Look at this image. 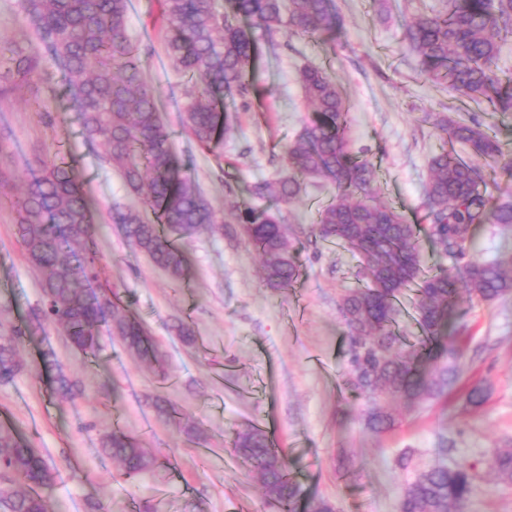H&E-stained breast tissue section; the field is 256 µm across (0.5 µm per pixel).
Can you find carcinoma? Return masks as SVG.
Returning a JSON list of instances; mask_svg holds the SVG:
<instances>
[{
  "label": "carcinoma",
  "mask_w": 512,
  "mask_h": 512,
  "mask_svg": "<svg viewBox=\"0 0 512 512\" xmlns=\"http://www.w3.org/2000/svg\"><path fill=\"white\" fill-rule=\"evenodd\" d=\"M20 6L62 72L83 139L120 172L136 199L113 206L109 220L121 225L125 238L170 279L190 281L192 268L180 240L202 228H219L224 219L171 150V133L145 79L140 46L128 35L129 0H20ZM164 16L167 56L177 70L197 80L184 108L186 124L206 147L223 140L224 99L245 103L256 91L263 52L253 30H262L271 44L283 30L314 37L341 27L333 0H229L226 11L218 0H164ZM405 28L421 76L512 115V80H503L494 69L502 44L512 36V0H448L444 10L419 14ZM0 59L7 64L0 74V98L41 65L39 56L17 47L0 46ZM298 81L314 116L288 146L291 173L255 182L249 193L258 201L290 203L300 193L301 175L319 177L336 189L319 210L313 232L358 258L362 284L338 302L349 338L347 383L368 399L365 427L380 433L396 422L387 403L399 401L411 409L440 399L462 373L465 353L447 335L461 292L482 302L512 292V258L481 261L472 255L474 226L512 227V203L492 202L476 161L511 173L512 157L480 125L440 119L442 146L430 160L424 188L428 223L409 224L394 207L371 196L374 167L348 149L349 106L336 85L317 67L301 70ZM235 217L262 258L266 284L290 287L299 268L281 217L254 208ZM102 228L75 161L57 156L42 162L25 184L16 224L28 261L43 276L41 305L30 321L0 335L1 384L13 381L20 369L16 346L46 325L61 329L87 356L98 353L104 330L139 361L161 362L157 344L122 297L90 288L103 259L94 243ZM422 232L448 256L451 268L422 270ZM76 247L83 258L73 266ZM407 290L416 295L418 345L406 343L398 328L400 297ZM43 364L57 371L61 397L78 391L77 382L59 371L53 353L44 354ZM233 445L278 512H296L301 488L266 432L248 426L235 434ZM102 448L132 480L157 465L120 428L103 436ZM489 465L512 482V448L494 453ZM0 472L20 486L0 488V503L8 512H49L42 490L54 476L44 458L7 424H0ZM475 491L467 465L431 466L405 484L399 512H464Z\"/></svg>",
  "instance_id": "1"
}]
</instances>
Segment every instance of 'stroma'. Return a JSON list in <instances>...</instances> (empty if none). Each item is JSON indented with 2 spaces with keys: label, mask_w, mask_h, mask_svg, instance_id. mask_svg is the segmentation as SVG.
Masks as SVG:
<instances>
[{
  "label": "stroma",
  "mask_w": 512,
  "mask_h": 512,
  "mask_svg": "<svg viewBox=\"0 0 512 512\" xmlns=\"http://www.w3.org/2000/svg\"><path fill=\"white\" fill-rule=\"evenodd\" d=\"M333 2L343 21L333 51L278 34L264 50L249 108L227 103L224 140L206 148L182 124L194 82L164 54L162 0H131L128 31L151 48L147 80L173 132V149L224 228L185 240L193 277L178 288L120 225L97 236L104 255L97 287L118 291L129 304L157 342L163 367L139 362L106 335L93 359L51 327L19 346L21 369L13 382L0 384V423L13 426L54 472L43 490L51 512H95L98 504L105 512H275L233 451L236 432L255 424L281 448L305 495L328 500L335 512H399L410 474L395 458L404 451L416 467L470 465L478 491L466 512H512V483L488 465L493 450L512 448V293L490 303L461 298L462 314L449 326L466 352L461 379L446 398L416 412L395 408V426L376 434L362 421L365 397L346 383L349 341L337 308L344 289L357 284L359 262L313 234L334 187L305 177L299 198L280 207L300 265L287 290L266 285L258 256L228 216L231 205L254 206L249 185L286 174L285 150L312 117L297 80L307 66L335 81L350 106L349 145L374 166L373 196L408 223L425 221L429 160L441 147L435 117L476 121L512 154V119L426 81L407 48L406 21L447 0ZM0 44L36 46L18 0H0ZM60 83L45 54L39 73L0 100V323L17 322L41 301V274L17 239L13 203L42 160L70 152L98 215L132 200L118 173L84 143L72 102L51 93ZM45 111L55 124L42 121ZM474 246L479 259L508 258L512 228L479 225ZM181 322L194 343L177 335ZM45 351L81 383L82 395L64 401L55 394L41 369ZM475 388L483 392L478 404L467 399ZM159 401L181 411V427L163 421ZM115 427L156 455L158 469L138 480L124 477L100 445Z\"/></svg>",
  "instance_id": "35a3bbf8"
}]
</instances>
